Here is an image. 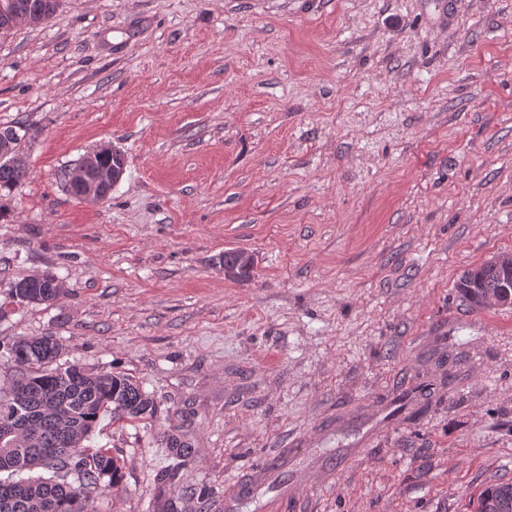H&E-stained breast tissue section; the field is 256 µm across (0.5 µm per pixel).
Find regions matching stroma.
<instances>
[{"mask_svg":"<svg viewBox=\"0 0 512 512\" xmlns=\"http://www.w3.org/2000/svg\"><path fill=\"white\" fill-rule=\"evenodd\" d=\"M10 125L0 301L48 270L67 294L0 340L53 333L156 400L101 417L124 480L97 512H267L277 479L283 512H474L512 481V307L455 290L512 253V0H60L0 35ZM104 143L123 177L79 202ZM17 126L0 129V132L9 133L5 140L0 141V191H11L29 176V167L17 166L12 158L20 154L19 143L24 136H20ZM118 150L112 144H102L90 152L83 162L70 174L72 183L79 186L82 199L85 203L96 205L105 201L114 187L121 179L123 172L117 169L102 170L98 168L97 162L104 154H115ZM125 164L124 155H109L99 163L100 167L123 168Z\"/></svg>","mask_w":512,"mask_h":512,"instance_id":"35a3bbf8","label":"stroma"}]
</instances>
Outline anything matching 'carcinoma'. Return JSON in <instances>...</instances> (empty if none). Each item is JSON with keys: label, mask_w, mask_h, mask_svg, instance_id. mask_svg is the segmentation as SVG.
<instances>
[{"label": "carcinoma", "mask_w": 512, "mask_h": 512, "mask_svg": "<svg viewBox=\"0 0 512 512\" xmlns=\"http://www.w3.org/2000/svg\"><path fill=\"white\" fill-rule=\"evenodd\" d=\"M42 0H0V26L15 14L36 13ZM0 131V191L15 188L29 176L17 166L22 137L15 127ZM499 287V277L483 263L462 272L456 291L469 305L484 306V295ZM65 296L52 272L24 276L0 302V318L16 304H50ZM11 378L0 385V512H95L97 493L120 486L123 466L110 448L85 446L105 413L114 424L143 422L153 417L155 403L134 377L111 370L91 371L78 363H59L66 345L51 334L17 336L0 347ZM171 453L183 462L192 448L182 435L167 438ZM45 469L50 478L22 477ZM74 477L75 483L68 482ZM476 512H512V482L487 486Z\"/></svg>", "instance_id": "obj_1"}]
</instances>
